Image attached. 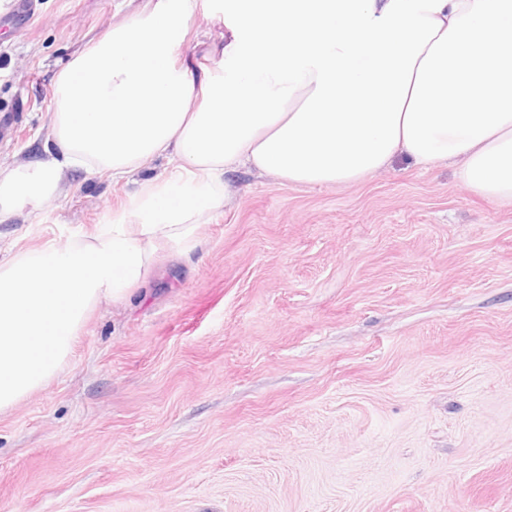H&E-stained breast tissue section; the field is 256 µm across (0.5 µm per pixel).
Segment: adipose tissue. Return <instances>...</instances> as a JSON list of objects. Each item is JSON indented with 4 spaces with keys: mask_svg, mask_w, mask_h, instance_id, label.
Instances as JSON below:
<instances>
[{
    "mask_svg": "<svg viewBox=\"0 0 512 512\" xmlns=\"http://www.w3.org/2000/svg\"><path fill=\"white\" fill-rule=\"evenodd\" d=\"M193 13L149 0L80 50L54 79L56 158L0 168L2 222L58 195L67 168L119 182L173 164L91 235L0 262V409L55 375L101 298L197 248L228 173L351 185L403 156L512 201V0H224L199 75L176 62Z\"/></svg>",
    "mask_w": 512,
    "mask_h": 512,
    "instance_id": "1",
    "label": "adipose tissue"
}]
</instances>
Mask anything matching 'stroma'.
I'll return each instance as SVG.
<instances>
[{
	"instance_id": "35a3bbf8",
	"label": "stroma",
	"mask_w": 512,
	"mask_h": 512,
	"mask_svg": "<svg viewBox=\"0 0 512 512\" xmlns=\"http://www.w3.org/2000/svg\"><path fill=\"white\" fill-rule=\"evenodd\" d=\"M0 0V166L47 159L63 63L147 0ZM224 0H195L208 66ZM138 181L75 169L0 260L92 234ZM187 258L102 299L0 410V512H512V204L405 158L351 186L232 173Z\"/></svg>"
}]
</instances>
